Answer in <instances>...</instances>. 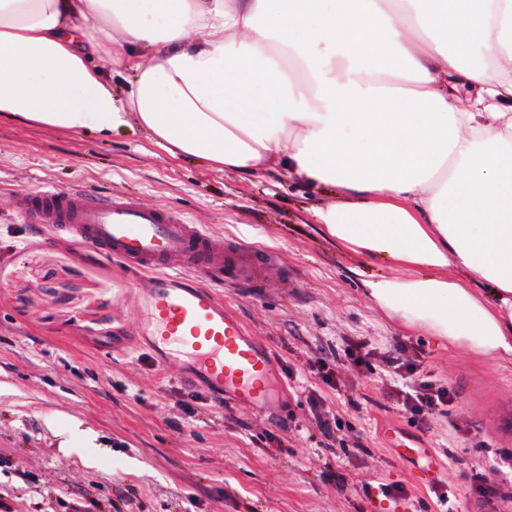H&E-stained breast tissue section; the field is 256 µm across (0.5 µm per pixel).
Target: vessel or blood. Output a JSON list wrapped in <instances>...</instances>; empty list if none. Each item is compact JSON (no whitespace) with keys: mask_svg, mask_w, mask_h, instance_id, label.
<instances>
[{"mask_svg":"<svg viewBox=\"0 0 512 512\" xmlns=\"http://www.w3.org/2000/svg\"><path fill=\"white\" fill-rule=\"evenodd\" d=\"M17 205L37 223L68 229L93 251L152 273L141 301L146 339L161 355L189 357L192 382L240 406L269 412L285 407L288 394L268 351L211 290L179 276L183 270L238 276L255 265L256 255L226 249L223 238L176 210L148 208L130 197L98 202L46 188L20 194Z\"/></svg>","mask_w":512,"mask_h":512,"instance_id":"obj_1","label":"vessel or blood"}]
</instances>
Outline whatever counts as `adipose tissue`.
Segmentation results:
<instances>
[{
  "label": "adipose tissue",
  "instance_id": "ef3b65f1",
  "mask_svg": "<svg viewBox=\"0 0 512 512\" xmlns=\"http://www.w3.org/2000/svg\"><path fill=\"white\" fill-rule=\"evenodd\" d=\"M101 52L135 70L125 96ZM510 99L512 0H0V113L75 134L135 123L219 171L334 186L326 233L409 270L372 286L378 304L503 360Z\"/></svg>",
  "mask_w": 512,
  "mask_h": 512
}]
</instances>
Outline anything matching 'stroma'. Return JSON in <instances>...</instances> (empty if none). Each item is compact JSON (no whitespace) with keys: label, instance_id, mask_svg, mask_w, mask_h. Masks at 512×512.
Wrapping results in <instances>:
<instances>
[{"label":"stroma","instance_id":"obj_1","mask_svg":"<svg viewBox=\"0 0 512 512\" xmlns=\"http://www.w3.org/2000/svg\"><path fill=\"white\" fill-rule=\"evenodd\" d=\"M51 187L171 207L271 256L278 277L202 283L268 350L286 412L222 403L181 358L160 364L142 338L145 274L16 211L18 193ZM333 196L171 156L135 125L74 134L1 116L0 499L14 512H69L81 498L95 512H433L444 487L455 512H512V444L489 423L490 402L512 398V362L382 309L369 286L399 270L325 235L313 210ZM358 344L372 353L359 366L346 355ZM384 352L415 365L414 382L453 388L447 414L412 417ZM321 360L334 384L311 372Z\"/></svg>","mask_w":512,"mask_h":512}]
</instances>
